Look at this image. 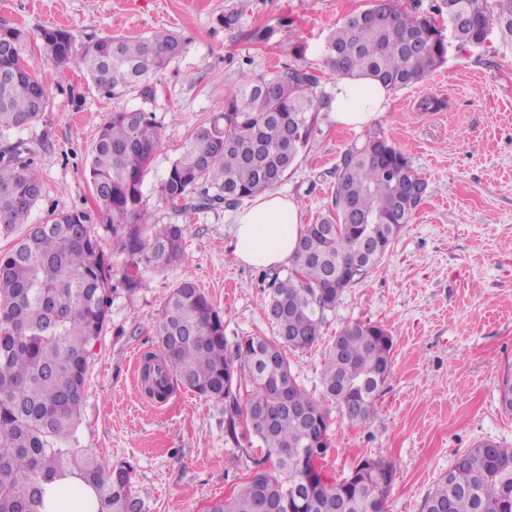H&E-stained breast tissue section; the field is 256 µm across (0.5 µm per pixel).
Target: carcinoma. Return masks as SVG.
Here are the masks:
<instances>
[{"mask_svg":"<svg viewBox=\"0 0 512 512\" xmlns=\"http://www.w3.org/2000/svg\"><path fill=\"white\" fill-rule=\"evenodd\" d=\"M462 46L496 32L512 40V0H440L430 12L407 11L382 0L346 16L326 40V64L339 76H369L392 91L419 82L443 63L448 41L435 16ZM58 69H79L105 97L153 92L158 74L180 57L187 41L170 30L147 36L104 35L77 41L62 28L36 36ZM31 36L0 25V133L37 120L48 87L25 58ZM307 68L286 65L244 73L210 122L197 128L161 180L160 200L175 214L233 208L277 186L307 146L317 96ZM380 137L345 149L336 166L328 212L300 233L292 266L263 274L264 312L272 337L243 336L228 344L224 320L192 281L172 289L156 325L158 351L144 356L142 382L164 401L178 386L224 404L225 431L235 443L253 437L268 468L236 497L208 512H385L396 471L382 452L328 483L311 468L327 453L329 411L292 374L285 351H304L321 338L327 315L346 288L382 260L410 223L423 181L409 157ZM160 143L150 113H111L92 148L89 175L96 200L112 220L125 256L115 270L91 234L90 216L54 214L0 255V512H42L44 484L66 473L96 492L97 512H144L126 462H112L79 446L76 430L94 344L108 323L112 295L135 296L142 269H166L184 255L187 227L157 224L141 206V186ZM14 148L0 152V233L26 223L44 184ZM392 334L380 323L355 321L332 340L325 357L326 400L355 425L370 422L392 375ZM253 393L242 399L241 389ZM266 413L267 429L247 420ZM422 504V512H512V445L483 441L464 449Z\"/></svg>","mask_w":512,"mask_h":512,"instance_id":"1","label":"carcinoma"}]
</instances>
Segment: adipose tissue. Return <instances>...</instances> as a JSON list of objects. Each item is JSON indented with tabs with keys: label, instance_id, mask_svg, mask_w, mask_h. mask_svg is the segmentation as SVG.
<instances>
[{
	"label": "adipose tissue",
	"instance_id": "ef3b65f1",
	"mask_svg": "<svg viewBox=\"0 0 512 512\" xmlns=\"http://www.w3.org/2000/svg\"><path fill=\"white\" fill-rule=\"evenodd\" d=\"M391 92L370 77L341 78L332 91L337 125L359 129L369 125L389 103ZM297 203L277 190L268 191L235 221L233 252L245 264L270 267L291 260L300 236ZM96 495L81 480L65 476L45 484L43 512H93Z\"/></svg>",
	"mask_w": 512,
	"mask_h": 512
}]
</instances>
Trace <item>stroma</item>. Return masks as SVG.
Masks as SVG:
<instances>
[{"label": "stroma", "instance_id": "stroma-1", "mask_svg": "<svg viewBox=\"0 0 512 512\" xmlns=\"http://www.w3.org/2000/svg\"><path fill=\"white\" fill-rule=\"evenodd\" d=\"M370 0H0V23L29 32L59 25L77 40L90 35L144 36L170 29L186 52L154 82L151 98L130 92L106 98L79 70L57 72L39 46L28 56L49 89L42 117L0 135V149L31 151L47 192L27 223L0 235V254L47 222L52 211L82 209L114 267L123 257L109 218L100 214L87 171L98 128L114 111L152 113L161 135L142 203L158 224L187 227L185 257L172 268L146 271L134 298L112 297L110 322L95 347L78 427L81 447L129 463L146 512H207L238 495L257 470L260 450L224 435L222 404L181 388L162 404L141 390L142 353L155 349V322L169 292L189 280L224 318L228 341L267 336V291L258 267L239 262L231 247L232 209L174 216L158 185L186 138L219 110L241 71L262 74L300 64L314 73L318 93L337 80L324 46L342 19ZM235 25L222 27L221 15ZM269 29L256 43L250 31ZM438 101L434 111L419 107ZM380 136L407 154L426 182L411 224L383 261L344 292L328 314L318 345L289 354L298 382L323 399L328 340L347 324L370 320L393 337V374L367 425L330 417L331 444L322 473L342 478L362 458L383 452L396 469L386 512H421L437 479L464 449L485 440L512 444V412L499 386L512 374V44L497 36L478 46L449 45L444 63L421 82L392 92L386 112L355 130L318 112L310 143L279 191L299 205L304 223L325 214L336 166L354 141Z\"/></svg>", "mask_w": 512, "mask_h": 512}]
</instances>
